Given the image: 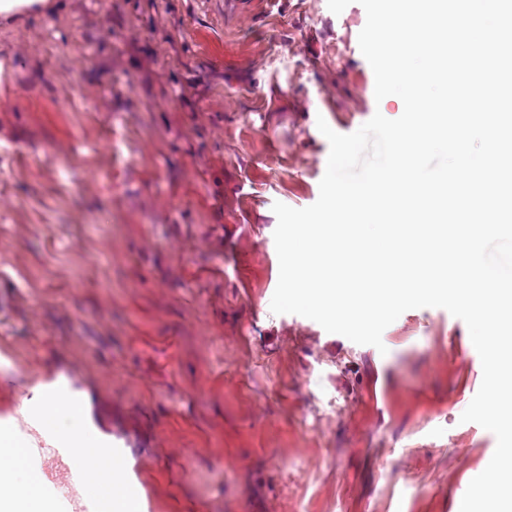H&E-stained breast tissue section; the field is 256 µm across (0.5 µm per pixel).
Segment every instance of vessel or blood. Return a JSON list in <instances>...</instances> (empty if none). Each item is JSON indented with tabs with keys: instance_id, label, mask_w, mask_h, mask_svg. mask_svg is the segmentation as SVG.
Here are the masks:
<instances>
[{
	"instance_id": "1",
	"label": "vessel or blood",
	"mask_w": 512,
	"mask_h": 512,
	"mask_svg": "<svg viewBox=\"0 0 512 512\" xmlns=\"http://www.w3.org/2000/svg\"><path fill=\"white\" fill-rule=\"evenodd\" d=\"M0 17H22L30 20L43 19L41 0H0ZM75 383L68 372L59 371L42 378L37 392L28 394L26 415L22 421L25 433L24 457L29 465H37L42 449H51L54 456L68 460L62 475L44 471L39 475V491L55 501V512H70V494L85 491L86 497L80 512H106L105 497L89 494L97 471H105L125 477L123 454L114 449L111 442L102 438L97 427H89L83 433L84 449L75 452L72 443L60 437L43 420L45 397L67 398L74 394Z\"/></svg>"
}]
</instances>
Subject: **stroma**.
<instances>
[{"label":"stroma","mask_w":512,"mask_h":512,"mask_svg":"<svg viewBox=\"0 0 512 512\" xmlns=\"http://www.w3.org/2000/svg\"><path fill=\"white\" fill-rule=\"evenodd\" d=\"M0 19L29 54L0 97V409L65 370L153 512H454L495 435L466 324L404 312L384 350L272 313L274 202L312 205L325 119L375 113L354 0H45ZM110 86L107 109L62 107ZM98 176L90 195L82 182ZM40 308H33V301Z\"/></svg>","instance_id":"stroma-1"}]
</instances>
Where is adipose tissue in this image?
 Returning a JSON list of instances; mask_svg holds the SVG:
<instances>
[{
  "label": "adipose tissue",
  "instance_id": "adipose-tissue-1",
  "mask_svg": "<svg viewBox=\"0 0 512 512\" xmlns=\"http://www.w3.org/2000/svg\"><path fill=\"white\" fill-rule=\"evenodd\" d=\"M12 444L7 429L1 428L0 445L9 453L0 455V512H51L50 502L36 495L33 481L22 485L14 482V475L23 470L24 463Z\"/></svg>",
  "mask_w": 512,
  "mask_h": 512
}]
</instances>
